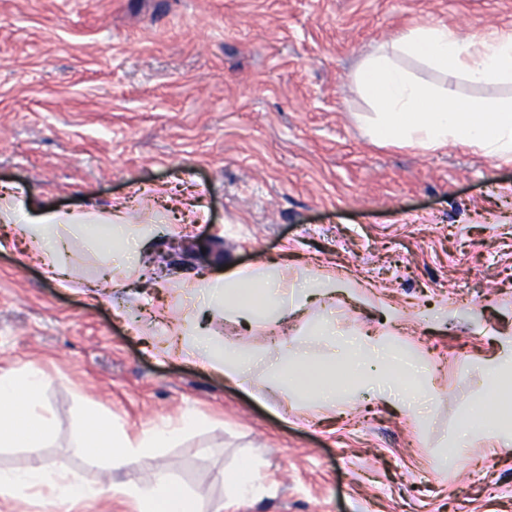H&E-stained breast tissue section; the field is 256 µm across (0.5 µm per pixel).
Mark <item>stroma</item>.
Returning <instances> with one entry per match:
<instances>
[{
	"label": "stroma",
	"instance_id": "35a3bbf8",
	"mask_svg": "<svg viewBox=\"0 0 512 512\" xmlns=\"http://www.w3.org/2000/svg\"><path fill=\"white\" fill-rule=\"evenodd\" d=\"M512 29V0H0V186L49 211L125 204L142 248L96 287V228L54 253L69 279L29 260L21 229L0 231V374L46 376L52 432L0 447V469L64 465L101 497L0 500V512H138L112 485L158 469L222 512H512V449L455 445L472 411L496 414L471 368L512 345V161L462 147L376 145L352 75L419 24ZM403 67L465 99L474 87L416 59ZM261 267L363 283L304 305L269 333L244 329L196 289ZM344 336L428 364L437 402L407 411L372 386L340 388V408L243 388L171 352L170 327L202 323L216 344L327 362L325 319ZM129 438L183 415L200 425L114 470L74 451L81 399ZM266 491L226 494L253 456Z\"/></svg>",
	"mask_w": 512,
	"mask_h": 512
}]
</instances>
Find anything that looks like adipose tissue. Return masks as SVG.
Here are the masks:
<instances>
[{"instance_id":"ef3b65f1","label":"adipose tissue","mask_w":512,"mask_h":512,"mask_svg":"<svg viewBox=\"0 0 512 512\" xmlns=\"http://www.w3.org/2000/svg\"><path fill=\"white\" fill-rule=\"evenodd\" d=\"M402 57L420 59L429 66L450 71L476 85L512 83V29L461 34L444 23L415 26L370 54L354 73L353 81L372 102L374 116L366 127V137L377 144L397 142L423 150L450 145L479 150L494 160H512V96L494 100H462L452 88L434 89L399 65ZM0 222L22 226L41 255L45 272L57 278L61 267L49 261L51 244L63 240L67 228L101 226L99 254L111 259L112 248L121 244L124 226L121 206L107 215L37 211L24 192L13 191L0 197ZM201 289L220 297L225 313L247 323L264 322L273 326L309 297L317 295L314 285L287 288L276 281L260 278L252 269L237 270L229 276L200 281ZM192 337L189 350L200 364L224 373L244 385L256 377L252 359L244 352L215 347L208 337L196 335L194 328H183ZM372 338L361 336L351 346L334 355L329 379L307 384L303 364L280 363L265 378L268 386L282 384L308 391L318 402L332 405L340 386L351 379L383 381L379 395L416 403L433 397L432 388L401 389L397 383L404 361L392 355H369ZM45 378L34 366L18 376L0 375V445L22 441L38 443L51 433V419L43 401ZM86 427L78 435L80 450L98 454L115 469H130L158 449L169 447L196 427L197 421L184 417L143 430L137 440L123 437L111 418L86 413ZM115 492L134 498L140 512H203L204 506L175 481L171 471L159 470L149 478L115 485ZM47 491L63 498L91 499L98 487L77 481L63 465L35 461L23 470H0V497L24 499Z\"/></svg>"}]
</instances>
